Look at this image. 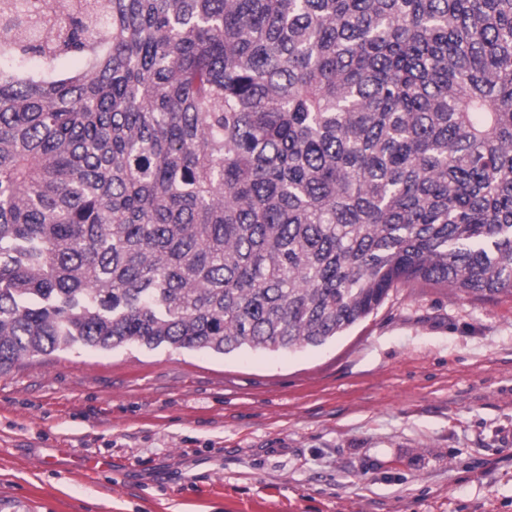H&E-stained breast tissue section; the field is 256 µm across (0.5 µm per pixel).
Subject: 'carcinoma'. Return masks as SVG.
Instances as JSON below:
<instances>
[{
	"instance_id": "cac0c4a2",
	"label": "carcinoma",
	"mask_w": 512,
	"mask_h": 512,
	"mask_svg": "<svg viewBox=\"0 0 512 512\" xmlns=\"http://www.w3.org/2000/svg\"><path fill=\"white\" fill-rule=\"evenodd\" d=\"M0 372L320 346L512 295V0H0Z\"/></svg>"
}]
</instances>
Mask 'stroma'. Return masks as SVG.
I'll use <instances>...</instances> for the list:
<instances>
[{
  "label": "stroma",
  "mask_w": 512,
  "mask_h": 512,
  "mask_svg": "<svg viewBox=\"0 0 512 512\" xmlns=\"http://www.w3.org/2000/svg\"><path fill=\"white\" fill-rule=\"evenodd\" d=\"M0 512H512V296L405 285L295 351L26 359L0 374Z\"/></svg>",
  "instance_id": "1"
}]
</instances>
